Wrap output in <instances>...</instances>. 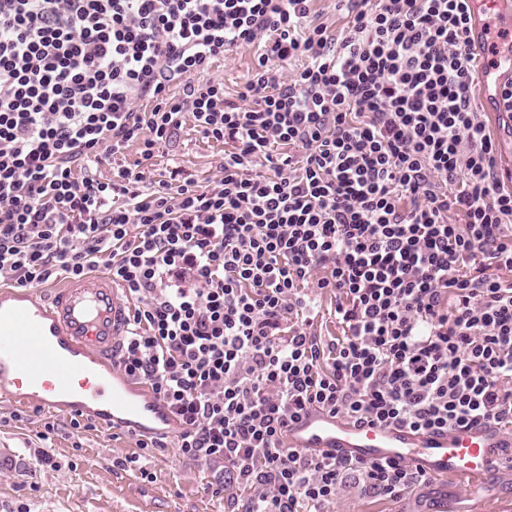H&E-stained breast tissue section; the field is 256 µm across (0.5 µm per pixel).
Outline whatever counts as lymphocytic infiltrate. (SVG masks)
Listing matches in <instances>:
<instances>
[{
	"label": "lymphocytic infiltrate",
	"mask_w": 512,
	"mask_h": 512,
	"mask_svg": "<svg viewBox=\"0 0 512 512\" xmlns=\"http://www.w3.org/2000/svg\"><path fill=\"white\" fill-rule=\"evenodd\" d=\"M312 2L0 0V275L105 268L134 302L121 368L249 512H322L350 478L391 500L429 485L285 447L313 405L512 427V189L471 93V0H336V34ZM250 46L237 103L196 82ZM188 114L235 145L215 187L75 178L132 142L151 160ZM312 288L340 336L311 332Z\"/></svg>",
	"instance_id": "obj_1"
}]
</instances>
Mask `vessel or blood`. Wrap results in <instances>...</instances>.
I'll list each match as a JSON object with an SVG mask.
<instances>
[{
	"instance_id": "vessel-or-blood-1",
	"label": "vessel or blood",
	"mask_w": 512,
	"mask_h": 512,
	"mask_svg": "<svg viewBox=\"0 0 512 512\" xmlns=\"http://www.w3.org/2000/svg\"><path fill=\"white\" fill-rule=\"evenodd\" d=\"M501 18L512 38V0H477L474 26ZM512 82V51L493 57L478 86L487 105ZM132 310L122 288L95 269L42 293L23 286L0 289V400L36 404L43 411L85 413L129 435L178 438L164 404L125 376L119 347ZM289 448L331 451L362 460H395L439 478L479 482L495 461L512 454V431L478 425L447 432H415L397 425H357L321 408L292 423Z\"/></svg>"
}]
</instances>
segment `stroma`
I'll list each match as a JSON object with an SVG mask.
<instances>
[{
  "mask_svg": "<svg viewBox=\"0 0 512 512\" xmlns=\"http://www.w3.org/2000/svg\"><path fill=\"white\" fill-rule=\"evenodd\" d=\"M257 64L255 49L239 48L213 59L198 74L201 82L219 80L224 96L236 91ZM222 143L196 131L193 117L159 145L151 161L154 179L180 184L191 179L214 187L224 156ZM59 423L52 438L53 464L37 459L38 436L47 420ZM70 414H48L30 406L0 402V512H247L249 495L237 487L214 494L215 472L203 462L168 447L141 458L137 468H119V458L137 455L136 437L112 431L104 422L74 434ZM323 512H512V470L483 480L479 493L469 485L435 479L393 501L361 491L347 481Z\"/></svg>",
  "mask_w": 512,
  "mask_h": 512,
  "instance_id": "stroma-1",
  "label": "stroma"
}]
</instances>
